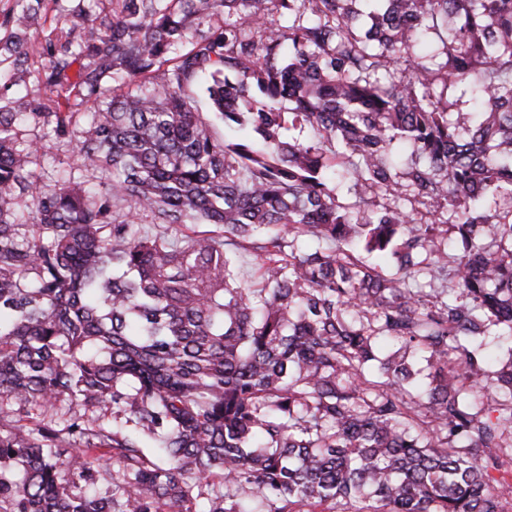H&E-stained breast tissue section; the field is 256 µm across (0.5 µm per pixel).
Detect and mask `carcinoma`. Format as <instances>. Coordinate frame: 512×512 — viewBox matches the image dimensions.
<instances>
[{
    "instance_id": "carcinoma-1",
    "label": "carcinoma",
    "mask_w": 512,
    "mask_h": 512,
    "mask_svg": "<svg viewBox=\"0 0 512 512\" xmlns=\"http://www.w3.org/2000/svg\"><path fill=\"white\" fill-rule=\"evenodd\" d=\"M85 2L0 19V512H512V0ZM43 149L34 158L33 168L44 182L71 177L73 181H87L84 187L90 191H99V180L82 170L78 161L75 143L56 142L50 136L42 139ZM81 168V169H80Z\"/></svg>"
}]
</instances>
